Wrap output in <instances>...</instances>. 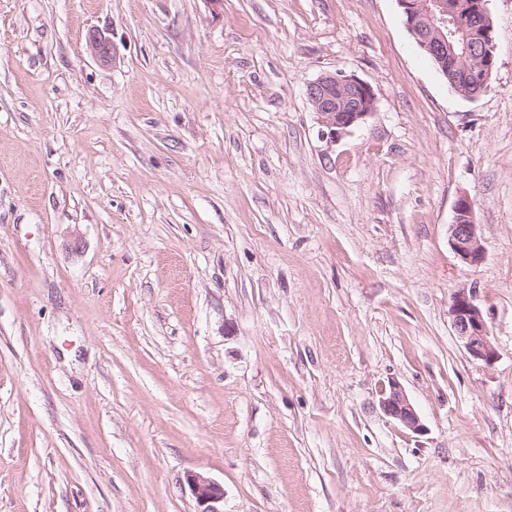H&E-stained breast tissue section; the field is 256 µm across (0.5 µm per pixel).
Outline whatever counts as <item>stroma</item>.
I'll use <instances>...</instances> for the list:
<instances>
[{"label": "stroma", "instance_id": "1", "mask_svg": "<svg viewBox=\"0 0 512 512\" xmlns=\"http://www.w3.org/2000/svg\"><path fill=\"white\" fill-rule=\"evenodd\" d=\"M487 7L468 100L397 0H0V512H195L190 471L224 512H512V0ZM327 73L376 96L333 142ZM474 201L461 195L454 207V221L449 224L448 243L463 266L472 267L484 258L479 224L473 220ZM452 326L467 352L477 360L490 363L496 356L483 312L471 290L461 288L453 293L450 306ZM379 405L386 416L404 428L418 433L423 424L403 388L395 381L381 390ZM187 486L195 499V512H224V487L197 472L186 474Z\"/></svg>", "mask_w": 512, "mask_h": 512}]
</instances>
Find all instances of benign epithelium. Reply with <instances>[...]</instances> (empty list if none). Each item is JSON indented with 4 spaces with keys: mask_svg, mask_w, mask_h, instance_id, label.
<instances>
[{
    "mask_svg": "<svg viewBox=\"0 0 512 512\" xmlns=\"http://www.w3.org/2000/svg\"><path fill=\"white\" fill-rule=\"evenodd\" d=\"M409 34L430 58L437 71L452 85L470 78L477 99L487 91L495 66L496 47L488 0H397ZM308 101L327 129L330 141L349 132L375 110L370 84L354 76L326 74L307 87ZM474 201L461 195L454 207V221L448 228V243L459 262L468 267L484 258L479 225L473 220ZM452 326L467 352L489 363L496 356L483 312L472 291L453 293L450 306ZM379 405L386 416L418 433L423 424L403 388L395 381L381 390ZM187 486L195 499V512H224V487L197 472L186 474Z\"/></svg>",
    "mask_w": 512,
    "mask_h": 512,
    "instance_id": "7a95c632",
    "label": "benign epithelium"
}]
</instances>
